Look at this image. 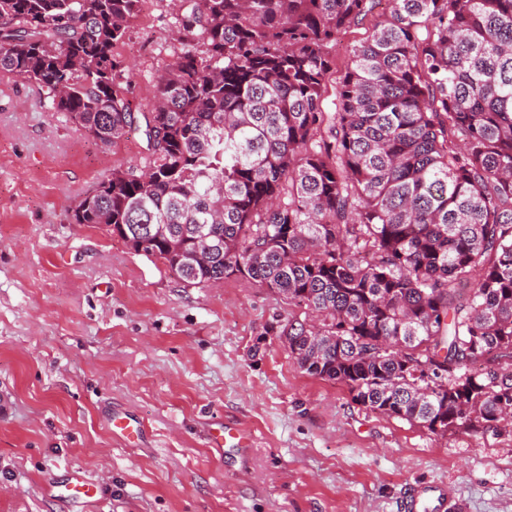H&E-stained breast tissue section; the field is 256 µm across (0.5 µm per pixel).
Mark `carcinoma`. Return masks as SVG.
Here are the masks:
<instances>
[{"instance_id": "carcinoma-1", "label": "carcinoma", "mask_w": 512, "mask_h": 512, "mask_svg": "<svg viewBox=\"0 0 512 512\" xmlns=\"http://www.w3.org/2000/svg\"><path fill=\"white\" fill-rule=\"evenodd\" d=\"M140 2L0 0V72L105 147L145 135L75 223L300 309L278 331L298 368L369 411L512 428V0H388L341 70L380 0H180L136 112L118 48ZM200 225L221 252L192 268L174 245Z\"/></svg>"}]
</instances>
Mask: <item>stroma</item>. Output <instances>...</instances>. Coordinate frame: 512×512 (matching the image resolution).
<instances>
[{
  "label": "stroma",
  "mask_w": 512,
  "mask_h": 512,
  "mask_svg": "<svg viewBox=\"0 0 512 512\" xmlns=\"http://www.w3.org/2000/svg\"><path fill=\"white\" fill-rule=\"evenodd\" d=\"M179 0H145L119 52L148 109ZM135 132L104 147L40 88L0 72V512H395L405 486L444 480L468 512H512V432L445 439L365 410L303 373L276 338L286 301L229 279L190 285L106 227L80 197L136 163ZM139 421L132 444L108 420ZM249 435L216 459L215 424ZM81 471L89 504L49 480ZM49 491L54 498L69 502L91 503L103 492V486L91 482L85 474L75 473L66 482L52 481Z\"/></svg>",
  "instance_id": "35a3bbf8"
}]
</instances>
